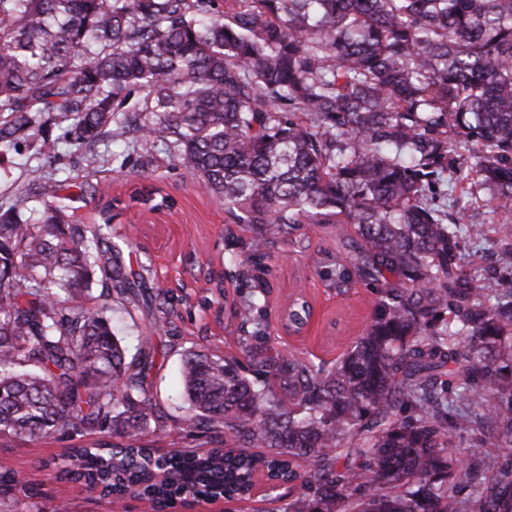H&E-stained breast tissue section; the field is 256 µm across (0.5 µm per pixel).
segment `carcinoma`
<instances>
[{
	"label": "carcinoma",
	"instance_id": "carcinoma-1",
	"mask_svg": "<svg viewBox=\"0 0 512 512\" xmlns=\"http://www.w3.org/2000/svg\"><path fill=\"white\" fill-rule=\"evenodd\" d=\"M53 127L91 171L99 142L167 141L266 241L336 225V290L375 300L328 365L272 348L252 291L241 357L182 364L186 421L231 449L160 455L140 442L161 423L154 342L126 359L106 312L167 300L30 165L0 206V441L99 434L50 473L156 510L240 500L262 472L292 483L280 512H512V218L489 265L461 263L471 200L512 202V0H0V151Z\"/></svg>",
	"mask_w": 512,
	"mask_h": 512
}]
</instances>
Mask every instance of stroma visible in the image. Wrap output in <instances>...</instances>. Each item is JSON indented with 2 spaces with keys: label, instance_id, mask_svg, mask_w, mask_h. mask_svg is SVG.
Instances as JSON below:
<instances>
[{
  "label": "stroma",
  "instance_id": "35a3bbf8",
  "mask_svg": "<svg viewBox=\"0 0 512 512\" xmlns=\"http://www.w3.org/2000/svg\"><path fill=\"white\" fill-rule=\"evenodd\" d=\"M58 134L51 129L45 140H21L0 154V205L10 203L27 165H44L62 180L64 203L77 223L111 222L122 242L124 268H150L151 284L173 309L168 333L150 336L148 317L117 303L111 312L113 330L128 352H135L148 336L158 349L148 392L164 427L149 433V440L164 451L198 447L199 431L184 421L181 365L187 354L203 348L238 355L240 320L233 308L254 283L234 277V259L248 249L254 233L249 225L233 223L223 201L199 187L163 142L147 151L101 143V161L92 175L83 153L59 141ZM94 181L99 184L95 190L90 187ZM343 257L332 224L298 225L272 248L264 317L279 348L333 363L361 334L371 317L374 294L357 280L345 291L336 289V265ZM297 293L311 304L313 319L301 335L291 336L281 315ZM81 441L76 435L0 445V464L22 483L15 498L0 499V512L29 507L34 512H149L137 497L114 502L80 483L38 470L39 460L60 456Z\"/></svg>",
  "mask_w": 512,
  "mask_h": 512
}]
</instances>
